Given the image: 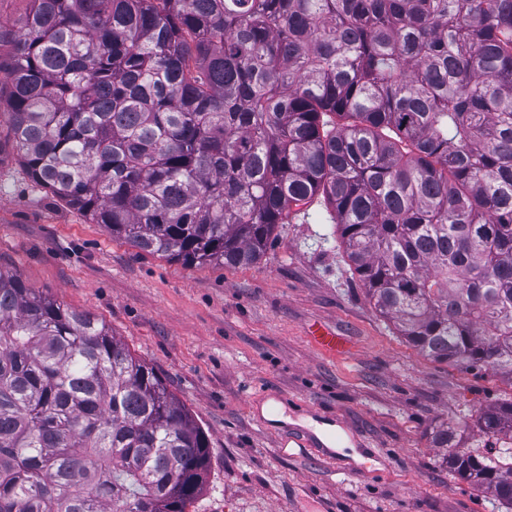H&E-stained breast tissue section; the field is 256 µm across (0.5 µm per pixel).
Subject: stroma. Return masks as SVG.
I'll list each match as a JSON object with an SVG mask.
<instances>
[{
    "mask_svg": "<svg viewBox=\"0 0 512 512\" xmlns=\"http://www.w3.org/2000/svg\"><path fill=\"white\" fill-rule=\"evenodd\" d=\"M322 211L293 208L253 265L187 268L112 238L13 155L0 161V270L102 319L189 409L210 458L188 512H506L438 465L429 433L480 439L476 416L512 399V375L436 362L399 336ZM319 324L351 352L322 354ZM282 392L292 401L267 423ZM278 428L305 429L335 461L281 451Z\"/></svg>",
    "mask_w": 512,
    "mask_h": 512,
    "instance_id": "1",
    "label": "stroma"
}]
</instances>
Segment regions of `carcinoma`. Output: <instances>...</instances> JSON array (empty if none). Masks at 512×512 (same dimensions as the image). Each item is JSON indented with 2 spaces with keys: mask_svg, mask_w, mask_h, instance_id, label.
<instances>
[{
  "mask_svg": "<svg viewBox=\"0 0 512 512\" xmlns=\"http://www.w3.org/2000/svg\"><path fill=\"white\" fill-rule=\"evenodd\" d=\"M0 107L30 180L186 266L321 197L421 354L512 373V0H24ZM437 462L512 509V400ZM209 442L91 313L0 272V512H186Z\"/></svg>",
  "mask_w": 512,
  "mask_h": 512,
  "instance_id": "carcinoma-1",
  "label": "carcinoma"
}]
</instances>
